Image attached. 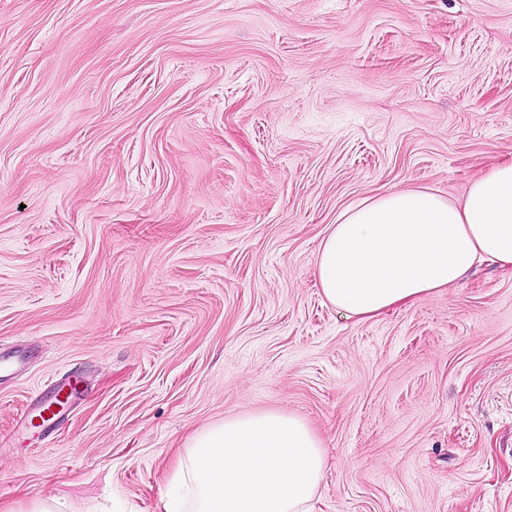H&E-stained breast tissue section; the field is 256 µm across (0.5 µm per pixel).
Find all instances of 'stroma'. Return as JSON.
I'll list each match as a JSON object with an SVG mask.
<instances>
[{"label":"stroma","instance_id":"stroma-1","mask_svg":"<svg viewBox=\"0 0 512 512\" xmlns=\"http://www.w3.org/2000/svg\"><path fill=\"white\" fill-rule=\"evenodd\" d=\"M510 155L512 0H0V512H162L256 410L322 438L313 512H512V276L360 321L314 274Z\"/></svg>","mask_w":512,"mask_h":512}]
</instances>
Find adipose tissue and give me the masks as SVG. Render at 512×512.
I'll use <instances>...</instances> for the list:
<instances>
[{
    "label": "adipose tissue",
    "instance_id": "adipose-tissue-1",
    "mask_svg": "<svg viewBox=\"0 0 512 512\" xmlns=\"http://www.w3.org/2000/svg\"><path fill=\"white\" fill-rule=\"evenodd\" d=\"M512 272V159L474 179L462 201L428 188L344 210L316 259L324 299L368 319L458 285L476 263Z\"/></svg>",
    "mask_w": 512,
    "mask_h": 512
}]
</instances>
